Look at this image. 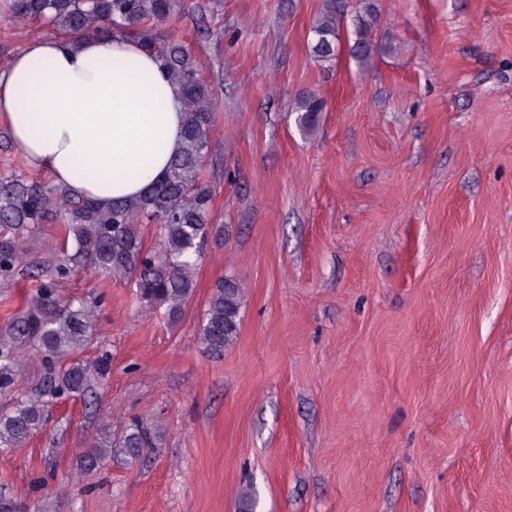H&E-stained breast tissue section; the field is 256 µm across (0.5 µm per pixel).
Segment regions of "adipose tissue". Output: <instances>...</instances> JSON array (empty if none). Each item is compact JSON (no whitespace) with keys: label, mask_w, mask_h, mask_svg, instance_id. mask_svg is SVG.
Segmentation results:
<instances>
[{"label":"adipose tissue","mask_w":512,"mask_h":512,"mask_svg":"<svg viewBox=\"0 0 512 512\" xmlns=\"http://www.w3.org/2000/svg\"><path fill=\"white\" fill-rule=\"evenodd\" d=\"M0 123L30 167L103 206L143 195L183 147L179 86L120 36L29 41L0 70Z\"/></svg>","instance_id":"ef3b65f1"}]
</instances>
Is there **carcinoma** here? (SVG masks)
Masks as SVG:
<instances>
[{
  "mask_svg": "<svg viewBox=\"0 0 512 512\" xmlns=\"http://www.w3.org/2000/svg\"><path fill=\"white\" fill-rule=\"evenodd\" d=\"M179 7L180 0H13L7 6L9 19L46 25L73 42L109 33L141 40L181 88L185 120L183 149L172 159L165 177L129 201L103 207L88 198H76L58 185L44 187L16 172L0 175V276L30 274L22 243L33 238L40 225L60 219L72 237V253L54 265L38 285L28 311L13 319L0 337V392L13 386L18 343H35L44 369V378L32 395L18 401L12 411L0 413L1 448L15 447L29 438L42 424L48 401L82 396L90 386L88 367L65 365L66 358L84 348L93 333L91 308L57 296V282L73 268L134 276L140 299L165 308L172 323L195 292L194 274L213 230L211 195L200 181L215 123L213 89L181 40L157 38L148 30L168 20ZM349 14L356 35L350 56L360 66L369 60L377 14L364 0H327L312 27L318 60L336 58V41ZM323 110L324 101L315 94L299 99L293 110L297 129L304 135L312 133ZM140 223L156 226L158 250H144ZM243 301L239 282L227 278L218 283L200 330L208 350L219 353L236 341ZM156 445L149 427L134 420L120 433L83 451L79 469L93 471L114 455L132 462ZM257 505L253 486L243 488L237 512H256Z\"/></svg>",
  "mask_w": 512,
  "mask_h": 512,
  "instance_id": "cac0c4a2",
  "label": "carcinoma"
}]
</instances>
